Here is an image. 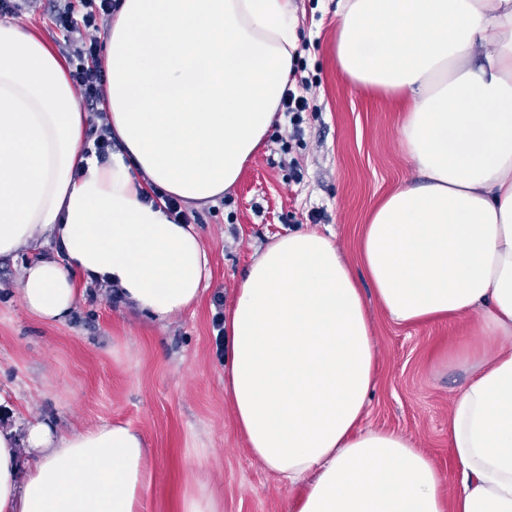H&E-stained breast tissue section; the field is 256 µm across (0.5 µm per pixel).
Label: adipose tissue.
<instances>
[{"label": "adipose tissue", "instance_id": "adipose-tissue-1", "mask_svg": "<svg viewBox=\"0 0 512 512\" xmlns=\"http://www.w3.org/2000/svg\"><path fill=\"white\" fill-rule=\"evenodd\" d=\"M293 0H119L105 39L120 148L82 154L89 115L63 62L0 22V258L37 251L21 299L48 325L88 288L163 322L197 306L208 252L152 189L195 204L238 182L296 62ZM336 62L389 93L420 174L373 211L361 255L379 307L415 324L474 321L488 342L451 401L462 474L446 494L402 433L362 426L376 354L334 239L288 231L257 251L230 310L224 396L250 455L299 493L286 512H512V0H338ZM35 464L19 479L20 451ZM143 435L0 428V512H144Z\"/></svg>", "mask_w": 512, "mask_h": 512}]
</instances>
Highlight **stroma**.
<instances>
[{
  "instance_id": "1",
  "label": "stroma",
  "mask_w": 512,
  "mask_h": 512,
  "mask_svg": "<svg viewBox=\"0 0 512 512\" xmlns=\"http://www.w3.org/2000/svg\"><path fill=\"white\" fill-rule=\"evenodd\" d=\"M55 0H24L14 23L59 49ZM299 73L310 82L302 133L273 127L238 184L195 208L210 256L202 302L157 322L104 289L63 324L25 309L19 280L27 256L0 261V425L24 435L30 418L82 431L125 422L147 441L153 462L144 512H179L186 488L205 482L223 512H284L286 487L249 454L224 399L226 317L256 251L312 225L333 234L369 310L378 367L363 425L404 433L434 461L446 489L458 481L448 411L480 354L462 321L400 324L376 303L360 253L373 208L415 179L399 144L403 113L392 96L353 85L335 56L336 0H294Z\"/></svg>"
}]
</instances>
